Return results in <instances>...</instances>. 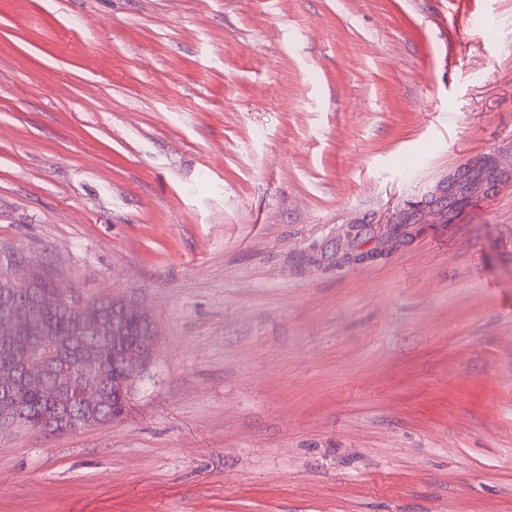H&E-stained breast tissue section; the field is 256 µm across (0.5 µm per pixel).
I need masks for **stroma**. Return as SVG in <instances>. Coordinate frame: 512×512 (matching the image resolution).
<instances>
[{
	"mask_svg": "<svg viewBox=\"0 0 512 512\" xmlns=\"http://www.w3.org/2000/svg\"><path fill=\"white\" fill-rule=\"evenodd\" d=\"M0 264L157 342L0 512H512V0H0Z\"/></svg>",
	"mask_w": 512,
	"mask_h": 512,
	"instance_id": "1",
	"label": "stroma"
}]
</instances>
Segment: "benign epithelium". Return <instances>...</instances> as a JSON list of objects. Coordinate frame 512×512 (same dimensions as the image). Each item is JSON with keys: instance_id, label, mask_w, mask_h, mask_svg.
<instances>
[{"instance_id": "7a95c632", "label": "benign epithelium", "mask_w": 512, "mask_h": 512, "mask_svg": "<svg viewBox=\"0 0 512 512\" xmlns=\"http://www.w3.org/2000/svg\"><path fill=\"white\" fill-rule=\"evenodd\" d=\"M42 275L30 270L20 274L0 270V286L21 288L23 293L10 298L0 316V348H14L16 332L23 326L40 327L43 316L63 303L74 307L72 339L82 341L90 336L112 337V346L120 364L119 375L108 382L96 366L92 352L65 356L63 349L55 346L47 351L25 349L15 352V366L0 372V425L8 427L16 419L18 409L11 399L15 389L30 386L38 390L42 400L51 409L44 427L55 433H66L83 425L99 424L109 415L110 408L119 406V413L112 415L116 421L128 411V400L133 383L142 376L146 363L155 350L154 333L147 315L126 300L112 298V311L99 304L59 291L41 294L33 291ZM131 318L148 329L139 334L134 346L120 344L115 325L118 317ZM57 373L55 383L47 385L43 377Z\"/></svg>"}]
</instances>
